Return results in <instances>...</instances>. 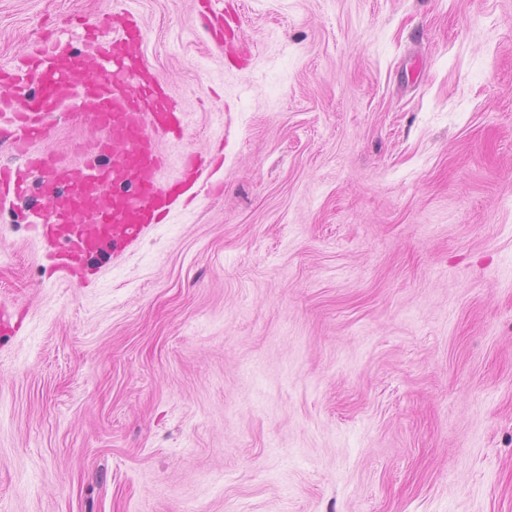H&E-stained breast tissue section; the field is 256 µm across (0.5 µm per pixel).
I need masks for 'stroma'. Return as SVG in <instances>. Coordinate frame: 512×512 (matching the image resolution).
I'll list each match as a JSON object with an SVG mask.
<instances>
[{"label":"stroma","mask_w":512,"mask_h":512,"mask_svg":"<svg viewBox=\"0 0 512 512\" xmlns=\"http://www.w3.org/2000/svg\"><path fill=\"white\" fill-rule=\"evenodd\" d=\"M0 0V64L137 12L224 189L81 288L0 207L5 512H512V0ZM224 115L223 124L212 113ZM200 11L198 21L204 32L212 37L211 45L214 52L219 56H224L226 42H224V15L214 10L212 0H198ZM220 31L222 37H217V31Z\"/></svg>","instance_id":"1"}]
</instances>
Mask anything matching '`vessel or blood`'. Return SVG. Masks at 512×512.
Wrapping results in <instances>:
<instances>
[{"label": "vessel or blood", "instance_id": "vessel-or-blood-1", "mask_svg": "<svg viewBox=\"0 0 512 512\" xmlns=\"http://www.w3.org/2000/svg\"><path fill=\"white\" fill-rule=\"evenodd\" d=\"M198 21L216 54L224 15L213 0H198ZM110 39L77 54L71 42L47 37L28 53L0 66V140L13 153L0 165V203L28 195L40 179L36 218L20 214L43 244L59 280L80 286L91 265L120 260L140 248L172 213L183 192L206 188L210 163L187 154L178 177L162 176V141L184 136L187 114L169 86L151 69L139 20L129 9L113 11ZM38 85V94L18 92ZM88 132L95 162H74L43 151L53 116Z\"/></svg>", "mask_w": 512, "mask_h": 512}]
</instances>
